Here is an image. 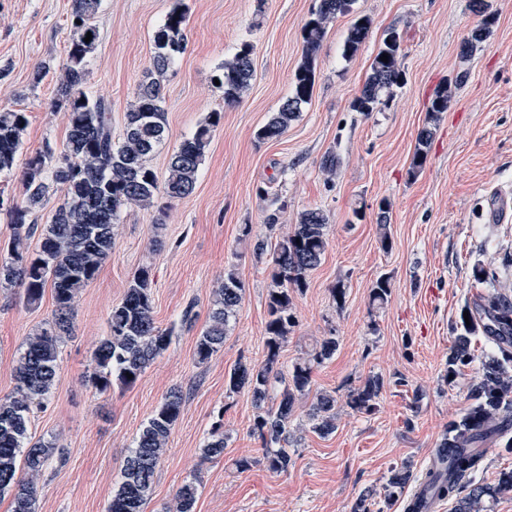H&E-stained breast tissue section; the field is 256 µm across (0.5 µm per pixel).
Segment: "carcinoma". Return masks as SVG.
<instances>
[{
  "instance_id": "1",
  "label": "carcinoma",
  "mask_w": 512,
  "mask_h": 512,
  "mask_svg": "<svg viewBox=\"0 0 512 512\" xmlns=\"http://www.w3.org/2000/svg\"><path fill=\"white\" fill-rule=\"evenodd\" d=\"M353 0H319L316 10L304 27L303 59L296 69L292 92L277 112L257 131L260 140L280 137L298 118L312 98L315 86V56L325 35L326 24L338 14L351 10ZM101 0H72L71 38L63 76L51 107L67 114V135L62 151L69 166L56 170L51 163L52 149L37 151L25 162L22 171V204L9 211L11 235L5 244L7 257L0 258V288L19 287L23 300L38 304L46 289H51L55 309L51 320L28 337L20 352L12 395L0 398V499L10 500V512H36L37 493L34 478L58 453L56 443L34 439L30 432L33 408L52 393L59 381V349L73 327L74 304L79 293L96 277L100 267L112 254L114 227L130 205L151 207L158 197L183 199L195 189L200 165L209 146L212 131L222 115L212 112L185 138L171 156L168 174L159 181L149 160L163 143L166 132L163 89L160 78L186 50V12L178 5L166 15L154 31L153 54L143 79L138 83L136 98L126 115L120 139H112L109 105L92 98L84 90L87 62L97 47L99 32L94 18ZM472 10L481 16L480 23L460 45V55L469 57L479 44L492 34L497 17L489 11L486 0H471ZM372 22L363 16L349 28L344 53L355 54L369 36ZM90 41H84L86 35ZM388 54V62L381 61ZM400 34L390 29L383 35L370 63L368 76L352 102L356 112H372L380 104V94L403 81ZM253 77L252 47L243 43L234 56L224 61L215 78L224 90V102H237ZM27 126L25 113L0 106V175L9 174L22 149ZM433 137L429 126L423 127L415 146L410 175L425 163ZM60 193L59 200L45 224H32L29 217L42 208L50 191ZM39 236L38 250L31 252L27 240ZM327 247V218L318 208L303 212L273 249L264 239L255 241L254 256L270 258L273 288L269 290L266 323V359L264 364L240 367L230 377L233 390H250L258 414L253 432L263 440L268 468L288 471L293 442L291 425L297 398L310 391L312 369L336 352V337L327 336L313 353L296 362L291 383L275 392L272 380L278 377L280 350L295 325L290 291L301 289L310 271L320 265ZM476 284L489 291L477 294L473 305L466 307L470 324L455 338L448 359V373L469 365V334L480 326L493 338L512 336V297L498 290L499 273L477 267ZM244 286L230 271L216 290V299L207 327L196 342L195 357L207 362L224 345L230 321L243 301ZM391 294L389 278L381 277L372 288L370 299L382 305ZM171 341V331L156 325L148 269L136 272L122 301L113 306L108 317V334L93 353L94 371L88 382L100 393L112 388L116 380L127 385L134 382ZM500 355L485 362L481 380L474 386L472 403L465 413L449 424L440 440L435 458L445 457L450 466L471 472L478 463L473 449L487 441H496L512 450V439L504 438L502 423L512 418V347L499 344ZM380 391L377 380L349 394L354 410L369 413ZM183 394L172 389L148 418L135 437L134 446L125 457L120 482L112 494L108 512H144L153 490L154 476L166 450L168 439L182 409ZM336 399L318 394L311 404L308 420L313 432L329 435L336 429ZM224 432L214 429L203 446L205 458L224 455ZM409 480V474L395 470L383 487L384 499L397 500ZM427 481L441 499L454 502V512H483L485 501L512 491V471L501 474L494 487L474 481L461 485L448 474L430 468ZM196 481L181 485L169 512H196Z\"/></svg>"
}]
</instances>
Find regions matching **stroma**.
Returning <instances> with one entry per match:
<instances>
[{"label": "stroma", "mask_w": 512, "mask_h": 512, "mask_svg": "<svg viewBox=\"0 0 512 512\" xmlns=\"http://www.w3.org/2000/svg\"><path fill=\"white\" fill-rule=\"evenodd\" d=\"M497 16L492 36L471 57L459 47L480 17L470 0H354L326 26L317 52L311 101L277 139L256 137L292 90L303 56V30L318 0H102L86 92L107 101L112 135L126 114L152 53V35L175 6L187 14L186 50L164 76L167 138L150 160L166 177L170 156L209 113L222 115L212 133L195 189L173 202L127 208L114 246L74 306V328L60 345V380L35 410L34 439L63 454L37 478V512H108L125 456L139 429L174 388L181 415L154 477L145 512H168L176 490L196 480V512H350L367 490L382 491L392 470L410 473L408 490L429 465L443 433L471 402L483 363L497 354L482 332L471 335L473 362L449 374L448 356L461 333L460 314L477 290L472 269L500 266L512 252V221H492L498 192L512 189V0H487ZM71 0H0V105L25 112L23 155L66 137L65 113L51 100L71 36ZM371 30L353 56L344 42L353 21ZM397 29L404 82L383 92L372 112L353 111L381 39ZM253 47L254 78L240 100L225 104L216 70L241 43ZM48 65L40 82L32 75ZM446 112L430 119L440 87ZM435 134L426 164L409 176L416 137ZM337 159L327 171L328 156ZM390 222H376L382 204ZM329 224L321 264L292 292L296 324L279 358L282 372L329 335L335 354L315 366L308 396L295 404L293 464L268 468L257 411L248 389L231 391L238 365L265 360L272 268L252 253L255 240L276 243L308 209ZM389 232L390 250L380 244ZM151 275L154 318L171 342L129 386L105 393L87 382L92 353L107 318L133 275ZM245 293L224 346L205 363L195 345L227 271ZM391 282L383 306L370 302L380 277ZM345 299L336 302L335 288ZM192 324H182L186 307ZM51 294L27 305L19 289L0 288V397L14 389V366L28 338L51 318ZM379 380L372 412L347 403L350 390ZM318 393L336 398V430L312 431L307 413ZM223 457L204 458L215 424Z\"/></svg>", "instance_id": "1"}]
</instances>
